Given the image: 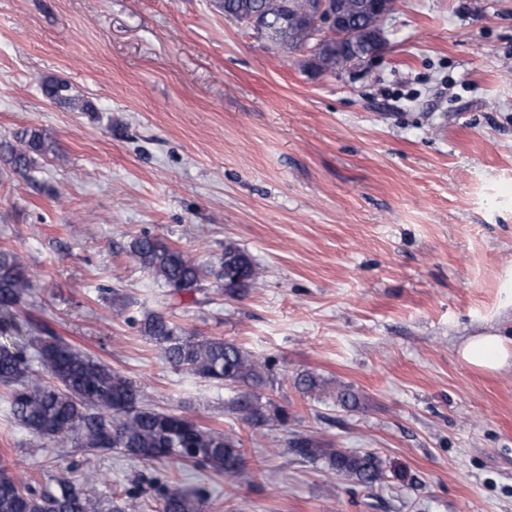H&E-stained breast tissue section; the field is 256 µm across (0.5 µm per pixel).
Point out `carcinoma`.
Returning <instances> with one entry per match:
<instances>
[{"mask_svg":"<svg viewBox=\"0 0 512 512\" xmlns=\"http://www.w3.org/2000/svg\"><path fill=\"white\" fill-rule=\"evenodd\" d=\"M306 0H223L224 15L239 22L256 18L257 33L270 38L264 19L283 26L281 40L268 46L271 51L293 49L283 42L302 40L310 19L304 12ZM347 26L355 31L353 40L338 44L325 41L312 52V67L319 73L344 70L351 58H369L372 39H384L383 22L375 24L363 12L362 0H344ZM44 95L55 102L74 104L67 82L48 78L42 84ZM12 170L24 174L37 156L60 158L55 143L38 129H26L16 143L0 144ZM127 254L141 268L178 294L203 287L212 279L230 294L254 284L259 271L251 256L241 248L224 245L217 265L203 268L182 251L161 238L144 234L133 238ZM32 294L27 266L15 253L0 252V386L9 391L13 420L34 437L50 439L62 433L72 436L74 447L92 452L84 462V473L77 477L65 471L38 487L22 483L0 469V512H125L115 499L105 500L92 485L99 479L96 460L104 451L117 452L143 463L175 459L185 466L214 470L228 477L244 471L246 453L240 440L204 427L194 420L158 411L143 402L134 381L110 366L95 360L60 336L24 338L23 326L13 309ZM143 336L156 343L165 361L173 368L200 378L242 388L232 410L253 427L271 419L288 421V413L271 400H262L256 390L273 386L271 365L224 338L185 336L168 316L147 314L140 323ZM37 342L34 357H27L31 341ZM38 363L48 374L46 381L32 369ZM297 458L322 462L345 480L372 488L386 475L385 461L374 453H357L325 448L315 440L295 435L288 442ZM160 500L161 512H200L201 491L184 485L150 479Z\"/></svg>","mask_w":512,"mask_h":512,"instance_id":"obj_1","label":"carcinoma"}]
</instances>
